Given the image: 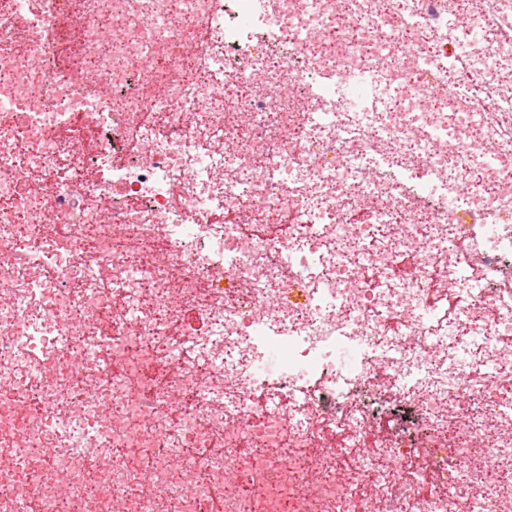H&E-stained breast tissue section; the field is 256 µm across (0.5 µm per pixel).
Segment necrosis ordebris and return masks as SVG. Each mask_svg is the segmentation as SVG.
<instances>
[{
  "label": "necrosis or debris",
  "mask_w": 512,
  "mask_h": 512,
  "mask_svg": "<svg viewBox=\"0 0 512 512\" xmlns=\"http://www.w3.org/2000/svg\"><path fill=\"white\" fill-rule=\"evenodd\" d=\"M493 11L0 0V512H512Z\"/></svg>",
  "instance_id": "obj_1"
}]
</instances>
